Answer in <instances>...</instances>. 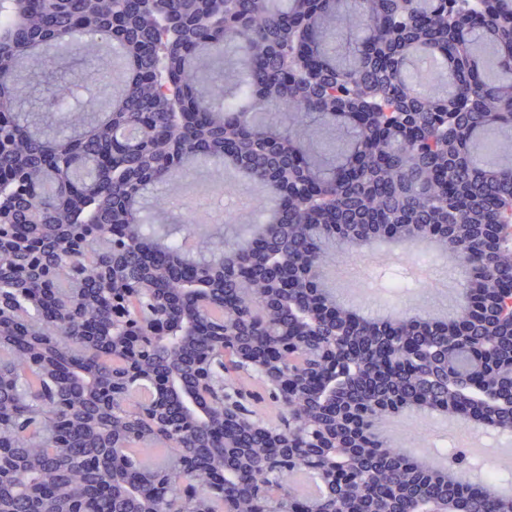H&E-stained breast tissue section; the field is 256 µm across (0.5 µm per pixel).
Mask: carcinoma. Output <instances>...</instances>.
Listing matches in <instances>:
<instances>
[{"mask_svg":"<svg viewBox=\"0 0 512 512\" xmlns=\"http://www.w3.org/2000/svg\"><path fill=\"white\" fill-rule=\"evenodd\" d=\"M82 40L90 53L112 47L121 87L70 114L61 86L43 108L67 133L51 134L21 107L23 65ZM511 142L512 0H0V173L23 177L0 207L31 241L28 253L0 250V290L33 324L74 283L89 290L57 329L0 325V512H197L200 498L232 512H308L297 478L320 473L322 512H512V494L487 496L494 473L466 478L465 449L448 452L460 471L450 480L377 431L421 401L512 431V412L448 390L491 336V393L512 403V318L495 304L512 294ZM206 163L257 184L254 208L272 215L197 259L186 241L208 232L210 212L193 209L159 242L147 193ZM357 239L460 248L477 308L449 323L358 315L324 274ZM193 276L210 286V308L186 333L177 327L194 304L181 288ZM105 286L133 292L131 323L169 312L175 330L145 340L143 370L176 357L190 384L212 336L231 354L290 335L307 349L267 374H224L226 389L250 391L248 417L226 428L220 410L197 428L171 399L176 434L159 435L138 382L112 395L122 360ZM347 346L356 370L329 404L267 388L269 374L312 384L345 368ZM284 418V444L249 426ZM226 429L238 447L224 448ZM319 431L346 454L334 469L312 443ZM183 453L211 474L190 492L172 469Z\"/></svg>","mask_w":512,"mask_h":512,"instance_id":"obj_1","label":"carcinoma"}]
</instances>
